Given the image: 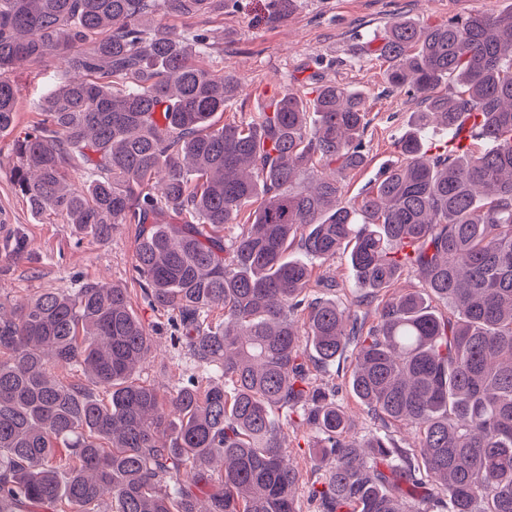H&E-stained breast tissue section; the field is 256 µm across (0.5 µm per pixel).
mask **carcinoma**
Returning <instances> with one entry per match:
<instances>
[{"mask_svg": "<svg viewBox=\"0 0 512 512\" xmlns=\"http://www.w3.org/2000/svg\"><path fill=\"white\" fill-rule=\"evenodd\" d=\"M222 8L0 0V132L17 112L5 69L59 59L74 74L13 144L18 191L101 239L139 225L144 298L222 378L203 389L191 375L164 396L136 381L154 340L118 284L0 303V512H300L284 446L295 415L321 455L319 512H512V11L391 22L373 56L424 108L402 160L351 202L362 93L288 90L271 112L213 126L239 81L199 64L206 34L154 18ZM437 125L448 145L430 154L421 132ZM71 168L82 185L65 181ZM341 249L364 290L347 304L310 294L332 286L312 281L314 264ZM409 270L419 288L380 297ZM328 365L377 421L361 440L316 384ZM395 425L415 428L418 448Z\"/></svg>", "mask_w": 512, "mask_h": 512, "instance_id": "carcinoma-1", "label": "carcinoma"}]
</instances>
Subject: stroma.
<instances>
[{
    "mask_svg": "<svg viewBox=\"0 0 512 512\" xmlns=\"http://www.w3.org/2000/svg\"><path fill=\"white\" fill-rule=\"evenodd\" d=\"M269 2L224 0L223 11L180 17L175 24L204 30L211 49L201 57V65L239 81L237 96L215 116L216 125L250 121L257 113L270 111L274 100L288 90L306 94L315 86L335 82L362 92L368 112L364 133L368 157L363 167L344 180L345 196L351 200L372 187L386 166L400 161L397 142L419 108L418 99L389 88L378 65L370 62L374 40L382 38L399 17L437 23L480 10L512 9V0H295L285 19L267 21L263 15ZM8 75L17 90V116L15 128L0 133V209L14 229L7 240H0V302L17 303L47 289L76 288L85 282L121 285L156 343L135 379L166 393L190 375L204 376V368L172 341L167 313L148 304L142 295L134 271V225H117L111 237L102 240L78 232L62 217L34 214L16 189L13 141L18 132L40 121L38 104L63 85L68 73L63 64L50 59L16 66ZM316 382L335 389L337 401L354 416V438L374 429V419L349 393L345 376L330 369L318 372ZM304 436L302 426L290 427L285 445L303 474L296 489L301 512H315L310 485L319 477L322 464L302 447Z\"/></svg>",
    "mask_w": 512,
    "mask_h": 512,
    "instance_id": "35a3bbf8",
    "label": "stroma"
}]
</instances>
